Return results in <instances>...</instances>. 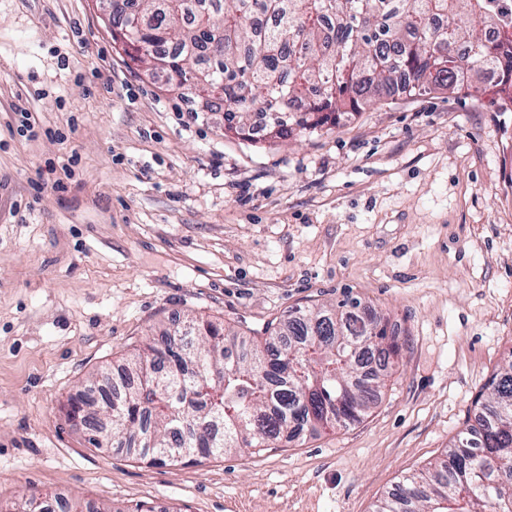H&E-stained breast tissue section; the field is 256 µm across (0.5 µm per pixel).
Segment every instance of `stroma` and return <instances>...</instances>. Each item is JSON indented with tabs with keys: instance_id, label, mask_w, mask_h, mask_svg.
<instances>
[{
	"instance_id": "obj_1",
	"label": "stroma",
	"mask_w": 512,
	"mask_h": 512,
	"mask_svg": "<svg viewBox=\"0 0 512 512\" xmlns=\"http://www.w3.org/2000/svg\"><path fill=\"white\" fill-rule=\"evenodd\" d=\"M21 106L42 134H18ZM219 122L127 67L96 0H0V503L373 512L512 357L511 109L393 94L276 143ZM73 156L62 188L44 181ZM347 298L404 344L355 426L150 467L65 421L67 398L161 321L261 336Z\"/></svg>"
}]
</instances>
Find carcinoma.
I'll use <instances>...</instances> for the list:
<instances>
[{
	"mask_svg": "<svg viewBox=\"0 0 512 512\" xmlns=\"http://www.w3.org/2000/svg\"><path fill=\"white\" fill-rule=\"evenodd\" d=\"M138 2L144 28L117 21L112 40L141 64L166 45L161 78L181 93L201 71L199 27L184 23L185 0ZM213 2L203 25L224 48L207 65L205 90L224 94L226 134L250 137L257 108L289 113L265 128L270 139L313 134L391 93L506 91L512 103V0ZM257 16L272 24L256 31ZM158 336L125 360L129 381L116 399L98 401L92 381L68 401L66 422L89 445L111 437L136 460L178 465L347 428L383 383L378 371L359 372L362 358L385 370L401 350L396 327L358 299L295 308L263 343L188 318L161 325ZM476 405L474 424L444 458L407 477L376 512H512V358Z\"/></svg>",
	"mask_w": 512,
	"mask_h": 512,
	"instance_id": "obj_1",
	"label": "carcinoma"
}]
</instances>
